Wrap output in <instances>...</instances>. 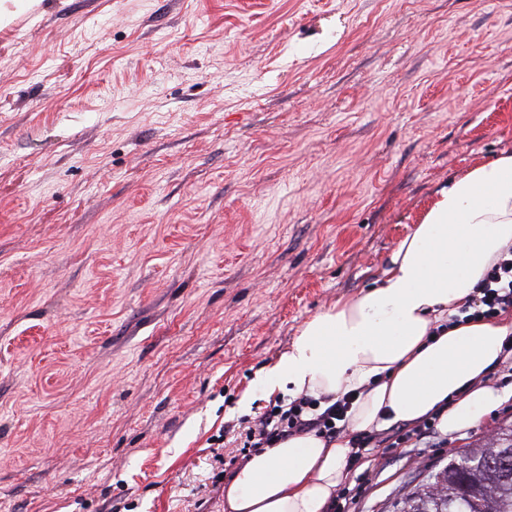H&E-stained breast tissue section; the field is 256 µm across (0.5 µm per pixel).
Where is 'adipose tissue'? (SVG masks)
Instances as JSON below:
<instances>
[{
  "label": "adipose tissue",
  "instance_id": "adipose-tissue-1",
  "mask_svg": "<svg viewBox=\"0 0 512 512\" xmlns=\"http://www.w3.org/2000/svg\"><path fill=\"white\" fill-rule=\"evenodd\" d=\"M512 248V152L454 177L397 246L372 288L306 320L263 375L268 391H356L350 426L433 412L452 433L493 405L482 386L512 334V314L449 325ZM349 447L300 434L253 454L224 486V512H325L346 476Z\"/></svg>",
  "mask_w": 512,
  "mask_h": 512
}]
</instances>
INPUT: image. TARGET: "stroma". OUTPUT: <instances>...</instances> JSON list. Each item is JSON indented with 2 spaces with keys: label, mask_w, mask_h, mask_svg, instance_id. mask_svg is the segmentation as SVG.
<instances>
[{
  "label": "stroma",
  "mask_w": 512,
  "mask_h": 512,
  "mask_svg": "<svg viewBox=\"0 0 512 512\" xmlns=\"http://www.w3.org/2000/svg\"><path fill=\"white\" fill-rule=\"evenodd\" d=\"M512 151V0H42L0 28V512H224L312 315ZM346 468L349 512L512 421Z\"/></svg>",
  "instance_id": "stroma-1"
}]
</instances>
